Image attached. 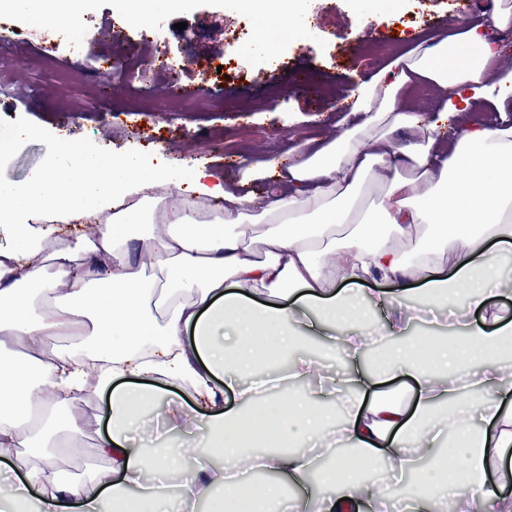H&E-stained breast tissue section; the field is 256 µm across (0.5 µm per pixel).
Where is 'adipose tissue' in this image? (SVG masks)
Masks as SVG:
<instances>
[{"instance_id": "adipose-tissue-1", "label": "adipose tissue", "mask_w": 512, "mask_h": 512, "mask_svg": "<svg viewBox=\"0 0 512 512\" xmlns=\"http://www.w3.org/2000/svg\"><path fill=\"white\" fill-rule=\"evenodd\" d=\"M512 30V0H497L460 33L419 44L356 92L355 119L335 140L303 142L304 159L270 176L248 166L240 195L206 169L174 176L127 154L107 158L61 143L23 182H0V467L10 512H164L165 490L192 501L223 488L211 512H386L362 487L361 466L415 474L409 512H512V313L494 331L460 322L444 341L401 340L411 319L386 329L394 350L364 362L369 338L360 286L415 280L428 300L467 312L508 281L499 246H512V70L500 68L488 29ZM440 92L417 112L413 84ZM376 189L373 210L364 197ZM341 346L342 374L308 357L287 374L272 365L304 335ZM273 391L313 381L307 394ZM387 377L413 381L406 397ZM231 393L220 403L218 390ZM345 412L326 431L338 400ZM101 403L103 469L76 483L55 472L75 452L83 408ZM167 405L206 426L208 461L178 466L169 443L147 454L133 432ZM459 450L449 462L445 444ZM260 469L274 481L235 483ZM296 489L283 500V487Z\"/></svg>"}]
</instances>
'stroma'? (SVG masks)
Listing matches in <instances>:
<instances>
[{
    "mask_svg": "<svg viewBox=\"0 0 512 512\" xmlns=\"http://www.w3.org/2000/svg\"><path fill=\"white\" fill-rule=\"evenodd\" d=\"M460 6L461 0H297L300 33L267 24L266 38L239 46L226 41L224 28L240 12V0H187L185 6L159 11L151 36L129 24L122 42L99 43L96 53L118 57L125 67L158 50L182 60L184 80L205 90L187 112L146 106L129 75L117 90L100 97L103 78L96 54L73 57L59 49L47 60L35 37L27 46L31 66L18 69L13 49L0 47V67L15 71L13 93L0 108V130L22 126L33 132L0 166V180H25L62 141L91 144L105 156L160 154L180 174L203 162L228 181L240 179L249 162L280 171L299 161L295 148L308 136L333 140L342 133L353 92L373 76L362 63L367 50L386 45L383 61L388 64L414 43L447 35L456 15L469 21L482 14ZM181 22L186 25L182 31L177 28ZM227 54L249 61L213 75L208 61ZM310 66L325 93L294 88L292 73ZM65 80L71 83L69 96H54L53 87ZM85 413L89 425L79 452L58 460L65 481L83 480L102 465L96 439L105 422L96 407Z\"/></svg>",
    "mask_w": 512,
    "mask_h": 512,
    "instance_id": "1",
    "label": "stroma"
}]
</instances>
